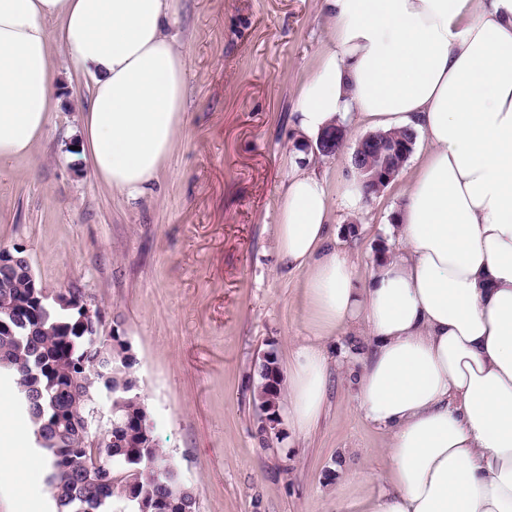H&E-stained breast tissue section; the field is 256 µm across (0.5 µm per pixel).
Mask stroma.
Returning <instances> with one entry per match:
<instances>
[{
  "label": "stroma",
  "instance_id": "1",
  "mask_svg": "<svg viewBox=\"0 0 512 512\" xmlns=\"http://www.w3.org/2000/svg\"><path fill=\"white\" fill-rule=\"evenodd\" d=\"M321 0H174L168 29L188 59L187 122L154 193L127 203L72 157L86 79L52 51L62 102L29 157L0 165V247L23 245L48 289L76 288L104 327L120 320L139 359L158 445L190 483L199 512H354L384 486L390 436L360 409L355 378L331 365L323 411L303 435L287 409L259 440L254 364L279 365L308 336L303 272L280 268L275 224L291 112L328 21ZM315 157L340 189L353 148ZM414 172L406 163L352 213L333 206L336 247L368 278ZM29 423L0 407L17 464L0 474V512H54Z\"/></svg>",
  "mask_w": 512,
  "mask_h": 512
}]
</instances>
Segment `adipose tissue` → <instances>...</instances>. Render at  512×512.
<instances>
[{"mask_svg":"<svg viewBox=\"0 0 512 512\" xmlns=\"http://www.w3.org/2000/svg\"><path fill=\"white\" fill-rule=\"evenodd\" d=\"M331 26L303 83L302 139L358 114L410 128L405 247L359 285L330 242L332 195L303 154L278 203L281 262L306 273L310 334L288 367L294 431L318 420L325 342L362 323L360 407L391 435L388 487L358 512H512V0H321ZM173 0H0V164L29 156L58 103L53 46L90 80L77 160L132 202L185 127L188 60Z\"/></svg>","mask_w":512,"mask_h":512,"instance_id":"adipose-tissue-1","label":"adipose tissue"}]
</instances>
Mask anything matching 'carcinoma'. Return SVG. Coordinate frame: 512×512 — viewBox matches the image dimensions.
<instances>
[{"label": "carcinoma", "instance_id": "1", "mask_svg": "<svg viewBox=\"0 0 512 512\" xmlns=\"http://www.w3.org/2000/svg\"><path fill=\"white\" fill-rule=\"evenodd\" d=\"M413 131H374L362 165L397 166L412 153ZM17 263L0 269V371L12 379L13 396L23 402L35 448L56 512H198L197 497L177 464L157 447L149 408L141 396L139 361L129 339L115 328L108 342L88 350L97 331L85 325L81 292L51 291L29 275L26 250L12 247ZM27 308L13 317L11 304ZM260 408L279 411L283 375L273 356L258 362ZM110 392L112 436L94 441L81 421L91 399Z\"/></svg>", "mask_w": 512, "mask_h": 512}]
</instances>
